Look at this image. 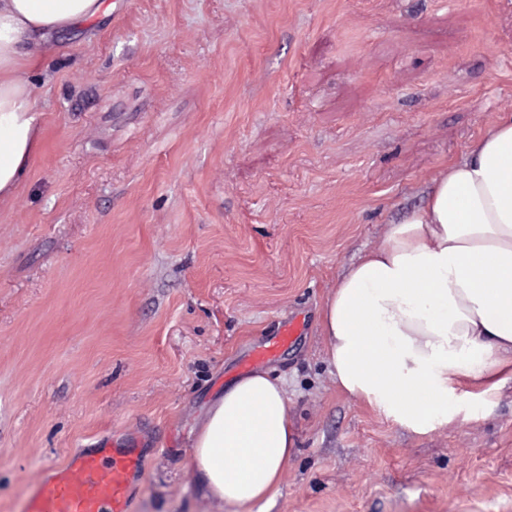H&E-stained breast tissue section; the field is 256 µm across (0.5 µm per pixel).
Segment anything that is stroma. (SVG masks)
<instances>
[{
	"label": "stroma",
	"instance_id": "1",
	"mask_svg": "<svg viewBox=\"0 0 512 512\" xmlns=\"http://www.w3.org/2000/svg\"><path fill=\"white\" fill-rule=\"evenodd\" d=\"M52 46L0 202V512L102 442L141 452L132 512H239L197 493L191 431L293 321L262 512H512L511 379L419 436L318 334L342 268L512 113V0H116ZM300 332L301 325L298 323H291L284 326L278 336H275L272 340L255 351L252 363H262L272 358L282 346L286 345L292 340L293 336L300 334Z\"/></svg>",
	"mask_w": 512,
	"mask_h": 512
}]
</instances>
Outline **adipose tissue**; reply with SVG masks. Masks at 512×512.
Returning <instances> with one entry per match:
<instances>
[{"label": "adipose tissue", "instance_id": "obj_1", "mask_svg": "<svg viewBox=\"0 0 512 512\" xmlns=\"http://www.w3.org/2000/svg\"><path fill=\"white\" fill-rule=\"evenodd\" d=\"M104 11V0H0V200L37 148L33 71L50 34ZM318 331L337 388L417 435L470 418L459 396L479 401L512 380V113L342 270ZM295 446L284 379L255 370L201 414L190 465L204 498L264 505Z\"/></svg>", "mask_w": 512, "mask_h": 512}]
</instances>
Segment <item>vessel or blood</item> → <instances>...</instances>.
Returning a JSON list of instances; mask_svg holds the SVG:
<instances>
[{
    "mask_svg": "<svg viewBox=\"0 0 512 512\" xmlns=\"http://www.w3.org/2000/svg\"><path fill=\"white\" fill-rule=\"evenodd\" d=\"M300 332V324L284 326L256 350L254 362L272 358ZM141 468V459L132 449H89L35 482L20 512H131L129 484Z\"/></svg>",
    "mask_w": 512,
    "mask_h": 512,
    "instance_id": "1",
    "label": "vessel or blood"
}]
</instances>
